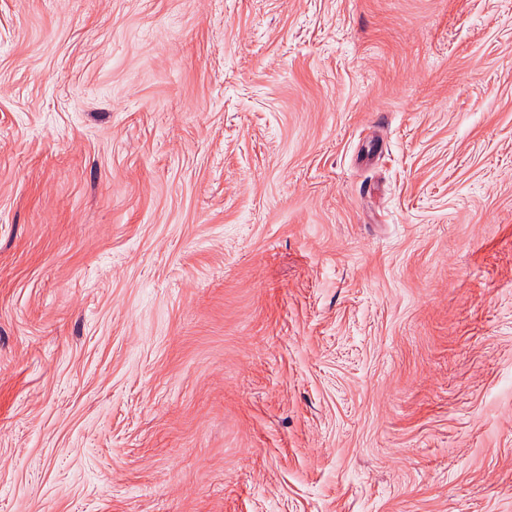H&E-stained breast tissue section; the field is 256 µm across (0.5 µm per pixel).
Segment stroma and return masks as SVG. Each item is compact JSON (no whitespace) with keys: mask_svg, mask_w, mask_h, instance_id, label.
<instances>
[{"mask_svg":"<svg viewBox=\"0 0 512 512\" xmlns=\"http://www.w3.org/2000/svg\"><path fill=\"white\" fill-rule=\"evenodd\" d=\"M0 512H512V0H0Z\"/></svg>","mask_w":512,"mask_h":512,"instance_id":"stroma-1","label":"stroma"}]
</instances>
